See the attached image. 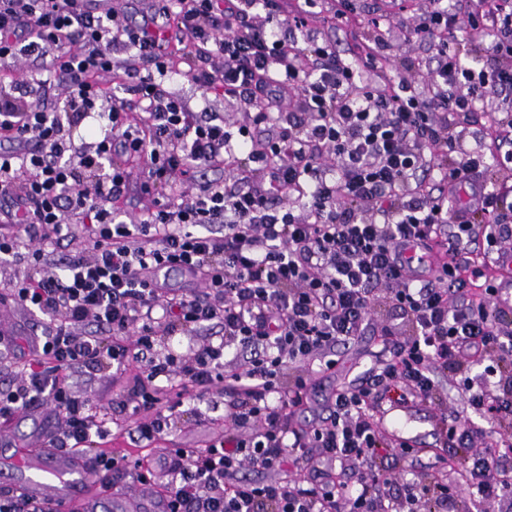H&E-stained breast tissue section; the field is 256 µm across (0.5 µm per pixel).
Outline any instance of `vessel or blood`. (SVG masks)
Returning a JSON list of instances; mask_svg holds the SVG:
<instances>
[{
    "label": "vessel or blood",
    "mask_w": 512,
    "mask_h": 512,
    "mask_svg": "<svg viewBox=\"0 0 512 512\" xmlns=\"http://www.w3.org/2000/svg\"><path fill=\"white\" fill-rule=\"evenodd\" d=\"M498 264L510 269L496 297L497 305L505 310L512 308V252L500 254ZM19 465L28 477L23 481L0 484V491L20 492L28 497L50 504L55 512H99L100 496L88 493L87 487L95 471L87 458L61 448L44 446L23 449L18 454ZM109 503L111 512H162V504L148 509L133 496L113 494Z\"/></svg>",
    "instance_id": "1"
}]
</instances>
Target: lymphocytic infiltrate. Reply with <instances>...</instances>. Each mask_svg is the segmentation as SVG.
<instances>
[{"label":"lymphocytic infiltrate","instance_id":"obj_1","mask_svg":"<svg viewBox=\"0 0 512 512\" xmlns=\"http://www.w3.org/2000/svg\"><path fill=\"white\" fill-rule=\"evenodd\" d=\"M314 0L286 10L279 0H159L136 25L99 0H0V62L17 76L0 84V262L25 257L27 273L9 301L48 319L41 345L16 381L0 389V422L47 410L49 442L87 457L99 472L123 469L100 447L106 421L70 375L115 368L133 382L117 395L131 409L138 441L154 443L177 403L166 383L195 399L227 397L230 425L204 448H170L162 466L142 458L133 479L161 489L164 512H397L383 493V460L419 453L417 441L388 433L385 406L429 403L438 444L423 486L407 485V512H448L449 462L460 469L475 512H512V314L497 308L499 280L489 254L512 251V0H479L463 12L425 0L411 35L428 43V90L380 71L388 44L365 43L343 59L311 30ZM480 37L493 67L465 61L458 32ZM180 44L202 94L242 98L249 121L193 111L164 89ZM49 60L65 112L45 104ZM124 71L121 95L104 97L96 78ZM298 96L299 112H271ZM493 102L499 150L461 149L451 115ZM106 119L94 150H74L70 125ZM276 128L252 145L251 132ZM148 160L140 186L152 206L120 220L126 158ZM223 166L233 188L197 183L174 202L154 190L177 177ZM467 211L453 210L460 187ZM307 202L295 213L288 197ZM73 224L87 235L58 261L45 248ZM487 256L464 263L477 238ZM436 261L414 268L410 247ZM178 268L199 288L175 293L151 278ZM406 322L380 328L383 359L334 392L322 423L294 428L314 376L334 374L337 346L367 329L379 291ZM205 332L186 354H158L161 337ZM245 350L225 360L229 346ZM485 358L469 375L472 359ZM456 382L462 409H449L440 379ZM490 423L498 446L465 410ZM454 458H447V450ZM346 462L349 473L299 478L314 456ZM272 472L242 477L245 468Z\"/></svg>","mask_w":512,"mask_h":512}]
</instances>
